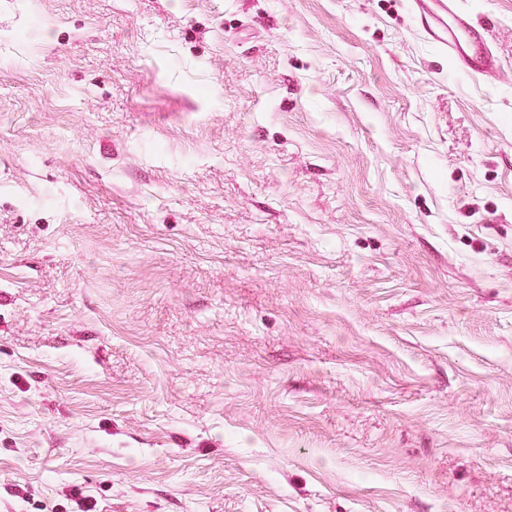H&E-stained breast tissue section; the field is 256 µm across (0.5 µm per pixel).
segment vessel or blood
<instances>
[{
	"label": "vessel or blood",
	"instance_id": "b4317fda",
	"mask_svg": "<svg viewBox=\"0 0 512 512\" xmlns=\"http://www.w3.org/2000/svg\"><path fill=\"white\" fill-rule=\"evenodd\" d=\"M428 40L447 52L455 67L471 75L487 76L501 67L483 25L473 23L457 0H410Z\"/></svg>",
	"mask_w": 512,
	"mask_h": 512
}]
</instances>
